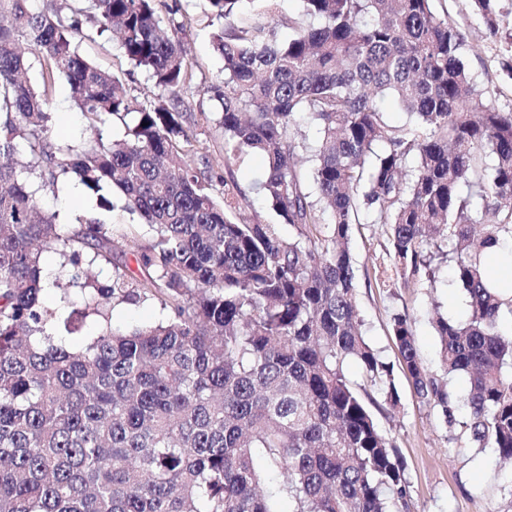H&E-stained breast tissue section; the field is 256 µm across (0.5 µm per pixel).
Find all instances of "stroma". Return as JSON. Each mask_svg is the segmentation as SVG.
<instances>
[{"label":"stroma","instance_id":"stroma-1","mask_svg":"<svg viewBox=\"0 0 512 512\" xmlns=\"http://www.w3.org/2000/svg\"><path fill=\"white\" fill-rule=\"evenodd\" d=\"M177 18L184 27L178 37L187 50L191 89L184 97L185 119L190 125L197 154L208 160L215 176L225 177L238 191L240 206L235 216L245 223L279 224L276 212L254 188L263 173L261 159L248 154L224 168V130L218 124V104L207 89L222 77L223 61L213 47L218 23L204 0H177ZM495 27H488L471 0H433L434 10L448 16L465 33L471 46L464 65L485 100L502 111L512 110V0H492ZM79 52L94 65L118 77L128 95L142 106L154 103L156 89L147 74L129 63L109 36L77 40ZM53 126L51 137L66 144H83L91 134L74 104L66 80H57L50 92ZM40 207L58 213L59 223L95 216L105 224H134L137 216L122 209H99L95 195L77 179L57 187L40 188ZM283 235L296 227L279 224ZM350 247L358 275L357 304L369 344L387 363H395L398 349L392 333V318L410 319L416 347L424 365L440 374L439 339L433 320L441 315L464 320L467 297L452 278L446 259L432 263L436 288H429L423 274H405L395 267L386 234L378 224L353 225ZM346 373L379 430L392 438L406 464L409 491L408 512H512V465L500 463L493 449L474 447L467 434L449 429L437 408L418 398L403 372H395L398 406H390L379 386L371 383L356 363Z\"/></svg>","mask_w":512,"mask_h":512}]
</instances>
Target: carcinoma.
I'll return each mask as SVG.
<instances>
[{
	"label": "carcinoma",
	"instance_id": "cac0c4a2",
	"mask_svg": "<svg viewBox=\"0 0 512 512\" xmlns=\"http://www.w3.org/2000/svg\"><path fill=\"white\" fill-rule=\"evenodd\" d=\"M224 78V167L260 155L257 190L282 223L235 220L237 197L215 194L208 161L177 108L190 87L175 16L156 0H0V512H402L405 465L345 374L357 363L395 405L393 367L365 341L350 226H385L395 264L431 262L438 240L469 299L462 322L435 321L440 361L468 378L460 402L422 364L411 322L393 317L399 365L416 395L477 447L512 460V300L489 285L488 258L512 245V111L488 105L462 61L466 37L432 0H206ZM250 8L240 27L232 17ZM109 32L158 90L137 105L122 82L77 50L80 15ZM41 57L43 90L27 80ZM66 79L95 132L87 146L50 139L48 91ZM414 117L392 128L379 100ZM316 129L313 201L294 163L306 149L298 116ZM120 121L123 136L105 130ZM100 199L116 194L140 224L95 218L70 228L40 210L35 179L71 177ZM150 230L137 244L139 225ZM133 244L139 274L113 262ZM61 259L67 288L43 270ZM77 287L73 295L68 288ZM155 300L163 319L112 325L114 305ZM101 320L78 350V318Z\"/></svg>",
	"mask_w": 512,
	"mask_h": 512
}]
</instances>
